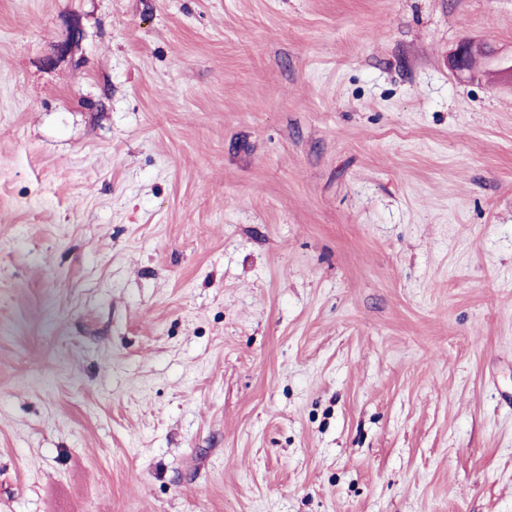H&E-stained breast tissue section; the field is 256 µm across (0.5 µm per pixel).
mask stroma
Returning a JSON list of instances; mask_svg holds the SVG:
<instances>
[{
	"label": "stroma",
	"instance_id": "1",
	"mask_svg": "<svg viewBox=\"0 0 512 512\" xmlns=\"http://www.w3.org/2000/svg\"><path fill=\"white\" fill-rule=\"evenodd\" d=\"M512 0H0V512H512ZM483 46L465 42L459 46L452 59V68L456 73L463 74L469 71L478 56L483 54Z\"/></svg>",
	"mask_w": 512,
	"mask_h": 512
}]
</instances>
